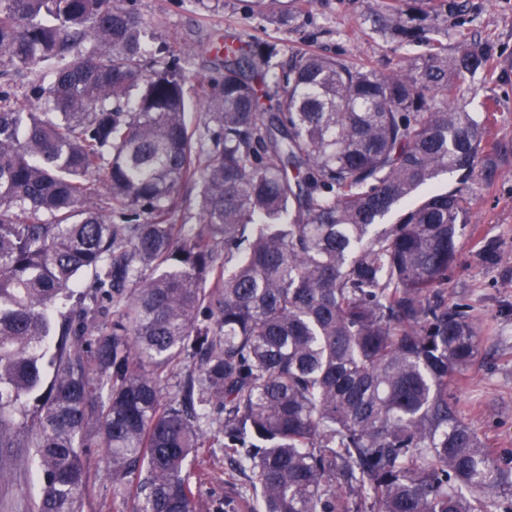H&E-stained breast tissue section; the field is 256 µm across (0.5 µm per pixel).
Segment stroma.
Wrapping results in <instances>:
<instances>
[{
    "instance_id": "obj_1",
    "label": "stroma",
    "mask_w": 512,
    "mask_h": 512,
    "mask_svg": "<svg viewBox=\"0 0 512 512\" xmlns=\"http://www.w3.org/2000/svg\"><path fill=\"white\" fill-rule=\"evenodd\" d=\"M465 9L453 16L442 43L455 48L459 34L486 43L499 59L503 72L479 91L464 89L471 110H479L486 97L498 103L493 134L509 148L498 162L493 184L476 182L472 222L461 239V256L449 271L448 299L475 301L483 319L480 353L466 384L454 393L467 419L485 435L490 448L512 465V0H463ZM290 19L280 24L272 15H259L249 0H131L157 42L189 46L193 55L185 65L187 93L213 73L205 47L209 34L219 33L242 41L273 42L280 60L292 53L315 50L342 54L380 73L390 72L401 58L423 54L425 45L403 42L376 22L382 0H288ZM495 261H486L485 249ZM204 473L198 495L204 506L224 502L227 464L221 448L202 454ZM88 475L83 512H132L131 501L112 495V479L102 449H87ZM34 451L19 449L8 484L0 486V512H28L38 493L30 479Z\"/></svg>"
}]
</instances>
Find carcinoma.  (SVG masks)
Wrapping results in <instances>:
<instances>
[{
    "label": "carcinoma",
    "mask_w": 512,
    "mask_h": 512,
    "mask_svg": "<svg viewBox=\"0 0 512 512\" xmlns=\"http://www.w3.org/2000/svg\"><path fill=\"white\" fill-rule=\"evenodd\" d=\"M252 9L288 21L284 0ZM441 20L437 0L383 5L430 46L387 75L226 45L198 125L191 52L148 61L135 9L0 0V65L30 76L22 97L0 86V483L35 449L32 512H82L87 448L133 512H199L215 431L224 512H512V469L453 393L477 308L446 298L503 150L496 108L461 89L498 62L464 35L448 56Z\"/></svg>",
    "instance_id": "carcinoma-1"
}]
</instances>
